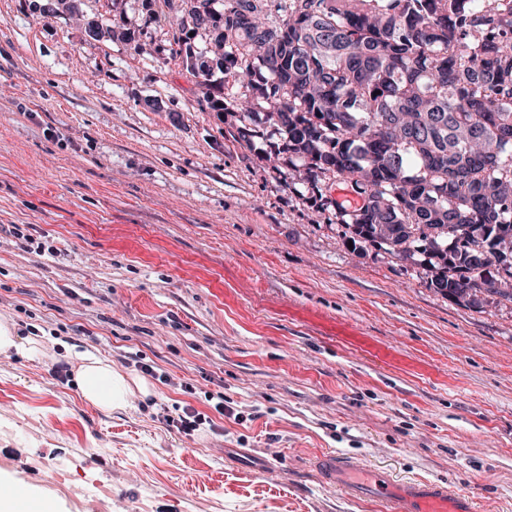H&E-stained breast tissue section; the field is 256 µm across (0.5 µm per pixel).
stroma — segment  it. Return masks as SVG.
Segmentation results:
<instances>
[{
	"mask_svg": "<svg viewBox=\"0 0 512 512\" xmlns=\"http://www.w3.org/2000/svg\"><path fill=\"white\" fill-rule=\"evenodd\" d=\"M46 3L0 0V319L45 351L0 354V484L49 481L54 512L91 484L110 512H379L323 482L338 452L512 512V304L350 247L273 127L244 145L238 115L198 111L143 0ZM105 19L134 41L89 37ZM70 346L153 366L151 395L96 408L53 374Z\"/></svg>",
	"mask_w": 512,
	"mask_h": 512,
	"instance_id": "1",
	"label": "stroma"
}]
</instances>
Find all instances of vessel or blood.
Instances as JSON below:
<instances>
[{
    "label": "vessel or blood",
    "instance_id": "b4317fda",
    "mask_svg": "<svg viewBox=\"0 0 512 512\" xmlns=\"http://www.w3.org/2000/svg\"><path fill=\"white\" fill-rule=\"evenodd\" d=\"M316 465L324 481L356 500L386 506L388 512H474L473 501L454 493L444 482L395 480L386 470L364 465L337 453L319 456ZM45 481L31 479L13 494L15 512H33L45 496Z\"/></svg>",
    "mask_w": 512,
    "mask_h": 512
}]
</instances>
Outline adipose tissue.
Instances as JSON below:
<instances>
[{"instance_id": "obj_1", "label": "adipose tissue", "mask_w": 512, "mask_h": 512, "mask_svg": "<svg viewBox=\"0 0 512 512\" xmlns=\"http://www.w3.org/2000/svg\"><path fill=\"white\" fill-rule=\"evenodd\" d=\"M68 355L78 362L77 384L84 399L102 410H124L130 407L134 393L148 395L146 382L115 371L107 360L77 348Z\"/></svg>"}]
</instances>
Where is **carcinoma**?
I'll list each match as a JSON object with an SVG mask.
<instances>
[{
  "label": "carcinoma",
  "instance_id": "cac0c4a2",
  "mask_svg": "<svg viewBox=\"0 0 512 512\" xmlns=\"http://www.w3.org/2000/svg\"><path fill=\"white\" fill-rule=\"evenodd\" d=\"M221 8H215L216 3ZM174 17L171 55L207 77L191 34L214 36L224 111L285 135L353 240L418 263L444 297L512 303V0H145ZM97 41L134 40L107 21Z\"/></svg>",
  "mask_w": 512,
  "mask_h": 512
}]
</instances>
